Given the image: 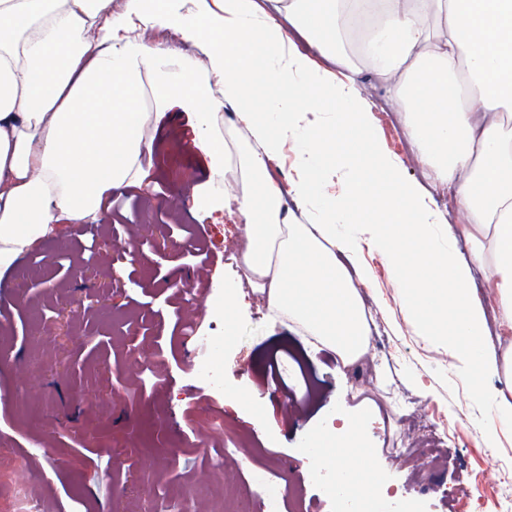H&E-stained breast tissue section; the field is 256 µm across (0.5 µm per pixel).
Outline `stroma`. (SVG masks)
<instances>
[{
	"label": "stroma",
	"mask_w": 512,
	"mask_h": 512,
	"mask_svg": "<svg viewBox=\"0 0 512 512\" xmlns=\"http://www.w3.org/2000/svg\"><path fill=\"white\" fill-rule=\"evenodd\" d=\"M373 128L383 151L408 178L428 187L451 226L460 223L452 191L415 163L409 131L369 70ZM154 135L147 174L106 194L95 220L57 225L0 274V512H200L236 506L267 512L254 489L233 482L272 466V495L296 492L307 512H335L329 488L312 477L307 441L320 437L303 406L307 386L273 390L282 360L259 362L272 339L296 336L287 317L272 318L264 296L226 261L239 249L225 239L234 218L225 182L212 176L195 145L193 113L179 98L142 106ZM208 255L199 265L191 254ZM371 272L364 290L376 334L366 363L348 373L335 354L311 344L308 368L331 402L328 418L343 429L362 421L380 489L394 491L389 512H479L483 475L512 471V433L497 452L486 446L484 410L456 377V361L408 326L384 257L364 251ZM81 266L85 278L67 279ZM196 291V338L175 331L185 289ZM233 290L232 310L224 308ZM207 344H200V337ZM224 360V382L202 368ZM415 414L447 425L439 447L416 434ZM410 446V460L387 449Z\"/></svg>",
	"instance_id": "obj_1"
}]
</instances>
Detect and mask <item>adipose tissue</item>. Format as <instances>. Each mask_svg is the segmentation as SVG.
<instances>
[{"label": "adipose tissue", "instance_id": "1", "mask_svg": "<svg viewBox=\"0 0 512 512\" xmlns=\"http://www.w3.org/2000/svg\"><path fill=\"white\" fill-rule=\"evenodd\" d=\"M157 29L180 33L200 59L170 72ZM295 32L325 65L296 48ZM346 33L359 37L358 63ZM364 65L402 113L417 163L455 189L469 254L380 148ZM147 75L156 95L178 93L195 112L213 168L227 150L211 116L235 107L250 185L224 200L244 219L251 286L271 311L344 364L361 360L370 277L347 263L380 251L417 335L456 358L489 432L512 430V339L495 363L484 346L489 322L512 336V0H0V274L54 224L84 223L138 177L152 140L140 110ZM287 146L296 176L284 190L271 169ZM287 193L300 215L284 214ZM488 366L505 390H483ZM317 455L338 493L377 497L371 452L355 438L322 441Z\"/></svg>", "mask_w": 512, "mask_h": 512}]
</instances>
